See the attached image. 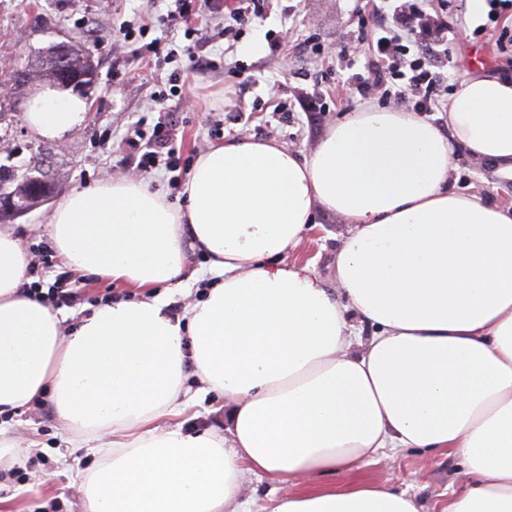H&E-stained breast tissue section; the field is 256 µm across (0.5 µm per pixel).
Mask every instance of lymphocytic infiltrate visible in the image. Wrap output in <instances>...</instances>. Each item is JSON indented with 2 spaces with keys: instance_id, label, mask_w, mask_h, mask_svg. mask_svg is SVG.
Masks as SVG:
<instances>
[{
  "instance_id": "lymphocytic-infiltrate-1",
  "label": "lymphocytic infiltrate",
  "mask_w": 512,
  "mask_h": 512,
  "mask_svg": "<svg viewBox=\"0 0 512 512\" xmlns=\"http://www.w3.org/2000/svg\"><path fill=\"white\" fill-rule=\"evenodd\" d=\"M432 0H383L370 12L378 37L369 51L367 75H355L359 92L381 90L383 98L412 104L414 111L438 107L437 86L448 59L445 23L430 12ZM397 90H388L389 81Z\"/></svg>"
}]
</instances>
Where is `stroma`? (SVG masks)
Returning a JSON list of instances; mask_svg holds the SVG:
<instances>
[{
  "label": "stroma",
  "instance_id": "35a3bbf8",
  "mask_svg": "<svg viewBox=\"0 0 512 512\" xmlns=\"http://www.w3.org/2000/svg\"><path fill=\"white\" fill-rule=\"evenodd\" d=\"M238 0H193L186 26L164 22L166 0H0V53L20 65L38 68L42 49L62 37L88 46L96 66L94 84L83 94L87 119L60 139L33 133L25 121L43 82L11 86L10 110L0 115V165L25 170L39 160L55 182L50 199L11 222L31 255L45 257L37 280L53 288L66 268L47 256L46 225L55 207L76 189L136 177L162 186L167 201L180 206L181 187L198 156L211 144L232 139L274 140L296 152H308L342 113L377 104L348 79L365 71L371 30L369 0H264L261 14L245 26L236 20ZM453 32L448 36L449 99L466 72L512 77V0H503L496 16L472 12L467 0H435ZM213 63L191 72V59ZM164 103H156L157 95ZM177 122L180 163L175 170L140 168L130 163L124 137L142 128L152 134L167 119ZM454 188L480 191L488 203L512 206V178L486 162L455 155ZM346 226L325 219L305 237L296 254L313 265L324 281L335 272L336 249ZM82 301L63 307L64 332L100 302L130 299L129 290L104 280L80 281ZM224 398L192 395L187 431L222 426ZM22 444L23 479L0 482V512H81L79 474L93 469L87 449L72 448L58 421L51 396L31 409L1 414ZM458 462L446 454L416 449L389 452L359 472L323 475L319 489L355 483L408 490L423 512H439L458 482Z\"/></svg>",
  "mask_w": 512,
  "mask_h": 512
}]
</instances>
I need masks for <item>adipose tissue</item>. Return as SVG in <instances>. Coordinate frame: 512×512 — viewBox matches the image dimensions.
I'll use <instances>...</instances> for the list:
<instances>
[{
  "label": "adipose tissue",
  "mask_w": 512,
  "mask_h": 512,
  "mask_svg": "<svg viewBox=\"0 0 512 512\" xmlns=\"http://www.w3.org/2000/svg\"><path fill=\"white\" fill-rule=\"evenodd\" d=\"M87 108L49 89L25 120L46 139ZM440 129L366 105L306 154L231 140L196 161L171 207L119 178L68 195L47 225L58 260L138 290L63 334L0 227V414L50 394L85 473L84 512H251L247 476L305 489L268 512H421L408 490L309 487L378 455L445 451L465 478L442 512H512V209L453 188L456 148L512 173V81L466 74ZM347 224L332 283L292 255L316 217ZM218 282L185 317L158 288ZM375 326L359 346L350 316ZM224 396V426L185 432V382Z\"/></svg>",
  "instance_id": "adipose-tissue-1"
}]
</instances>
